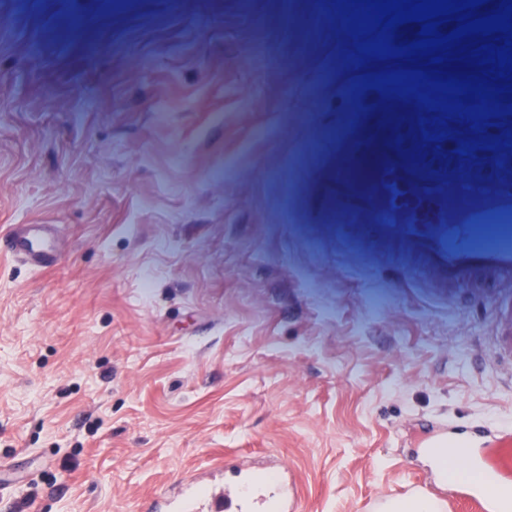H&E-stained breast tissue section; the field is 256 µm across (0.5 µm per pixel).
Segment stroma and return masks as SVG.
Returning <instances> with one entry per match:
<instances>
[{
  "mask_svg": "<svg viewBox=\"0 0 512 512\" xmlns=\"http://www.w3.org/2000/svg\"><path fill=\"white\" fill-rule=\"evenodd\" d=\"M346 0H0V512H142L217 457L283 461L298 512L427 481L432 426L512 424L496 293L322 222L337 128L400 91L440 171L512 132L475 33L442 62ZM496 90L447 98L446 78ZM50 224H16L10 232L11 245L7 251L13 255H23L32 263L52 266L58 261L52 245Z\"/></svg>",
  "mask_w": 512,
  "mask_h": 512,
  "instance_id": "1",
  "label": "stroma"
}]
</instances>
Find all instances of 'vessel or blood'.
<instances>
[{"label": "vessel or blood", "mask_w": 512, "mask_h": 512, "mask_svg": "<svg viewBox=\"0 0 512 512\" xmlns=\"http://www.w3.org/2000/svg\"><path fill=\"white\" fill-rule=\"evenodd\" d=\"M404 107L393 94L379 108L366 139L351 129L336 135V164L317 172L318 191L336 203V219L359 225L381 244L418 259L447 284L483 274L502 289L494 334L501 355L512 359V158L499 156L461 179L414 159L395 129ZM9 251L40 266L58 261L46 224H18ZM425 448H473L482 478L457 496L468 512H512V429L458 431L434 427ZM236 491L211 493L196 512H263L276 498L278 512H297L294 486L264 484L252 468L236 470Z\"/></svg>", "instance_id": "vessel-or-blood-1"}]
</instances>
